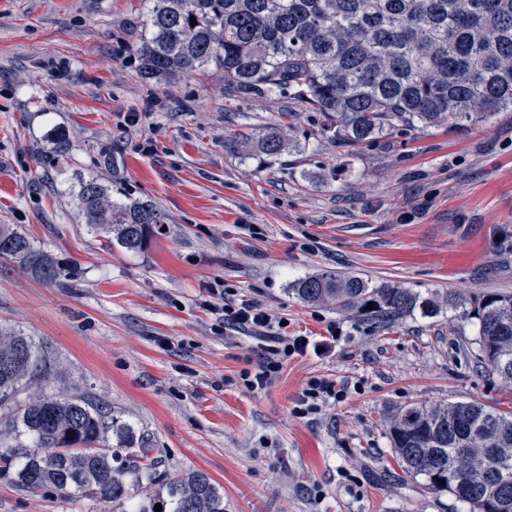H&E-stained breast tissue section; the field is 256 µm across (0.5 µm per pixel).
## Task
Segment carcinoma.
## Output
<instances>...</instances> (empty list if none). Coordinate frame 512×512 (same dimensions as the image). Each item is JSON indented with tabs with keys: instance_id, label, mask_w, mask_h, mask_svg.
<instances>
[{
	"instance_id": "obj_1",
	"label": "carcinoma",
	"mask_w": 512,
	"mask_h": 512,
	"mask_svg": "<svg viewBox=\"0 0 512 512\" xmlns=\"http://www.w3.org/2000/svg\"><path fill=\"white\" fill-rule=\"evenodd\" d=\"M136 50L146 81L169 83L214 67L241 93L288 94L320 113L336 141L373 143L419 127L465 128L512 112V0H149ZM196 25H191V18ZM55 152L70 148L54 127ZM287 131L270 124L257 140L231 147L275 158ZM84 224L111 234L130 252L142 250L166 223L148 200H112L97 178L72 187ZM0 256L53 281L61 268L12 224H0ZM304 302L391 327L415 311L454 312L452 332L466 335L477 365L512 386V294L484 291L423 297L400 285L372 286L354 273L324 271L292 288ZM373 308H367L368 303ZM53 364L29 337L0 329V406L26 380L46 379ZM112 434L116 445L106 443ZM30 446L3 444L18 435ZM391 448L405 471L448 492L466 512H498L512 504V415L474 401L409 404L387 422ZM144 437L77 397H38L0 422V477L27 492L128 498L155 479ZM444 483H439V480ZM224 512L211 477L191 471L162 484L138 512Z\"/></svg>"
}]
</instances>
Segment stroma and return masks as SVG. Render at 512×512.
<instances>
[{"label":"stroma","instance_id":"35a3bbf8","mask_svg":"<svg viewBox=\"0 0 512 512\" xmlns=\"http://www.w3.org/2000/svg\"><path fill=\"white\" fill-rule=\"evenodd\" d=\"M148 0H0V224L62 267L45 282L0 257V326L33 338L56 370L21 389L76 396L143 434L171 480L207 473L226 512H462L396 459L399 407L478 401L512 413V387L476 369L450 312L394 327L301 302L292 285L328 270L430 295L512 293V112L463 131L429 127L369 145L320 134L318 113L243 95L208 69L145 82L134 49ZM289 127L275 161L231 141ZM61 127L70 149L47 137ZM339 167L336 179L327 171ZM96 176L151 200L168 222L139 252L88 232L70 186ZM257 301L289 334L332 339L246 389L263 343L220 331L207 283ZM344 388L318 414L308 381ZM138 498L29 493L0 477V512H133ZM343 389H336V384L326 378H313L304 389L301 398V407L297 412L306 416L315 413L327 399L340 400L344 396Z\"/></svg>","mask_w":512,"mask_h":512}]
</instances>
